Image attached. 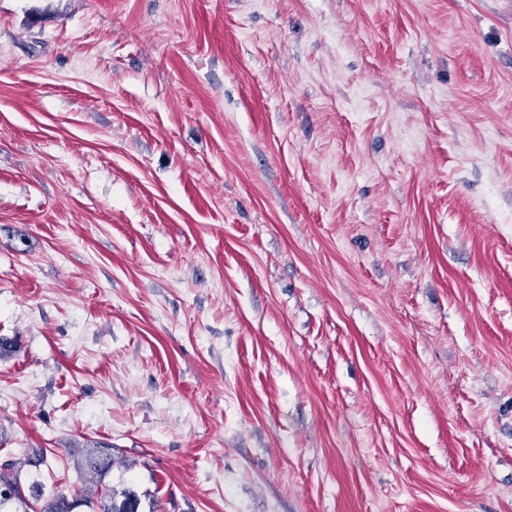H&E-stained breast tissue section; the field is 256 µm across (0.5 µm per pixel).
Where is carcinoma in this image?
<instances>
[{
    "label": "carcinoma",
    "instance_id": "1",
    "mask_svg": "<svg viewBox=\"0 0 512 512\" xmlns=\"http://www.w3.org/2000/svg\"><path fill=\"white\" fill-rule=\"evenodd\" d=\"M77 469L85 477V484L70 499L59 493L45 494L40 482L30 484V495H25L21 483V470L27 466L39 468L46 463L47 450L33 448L24 454V458H10L0 464V494H9V501L0 504V512H30L36 507L38 512H74V509L84 505L92 512H139L140 499L132 491L122 493L117 498L114 490L104 484V478L112 470V446L98 444L92 448H84L74 455Z\"/></svg>",
    "mask_w": 512,
    "mask_h": 512
}]
</instances>
